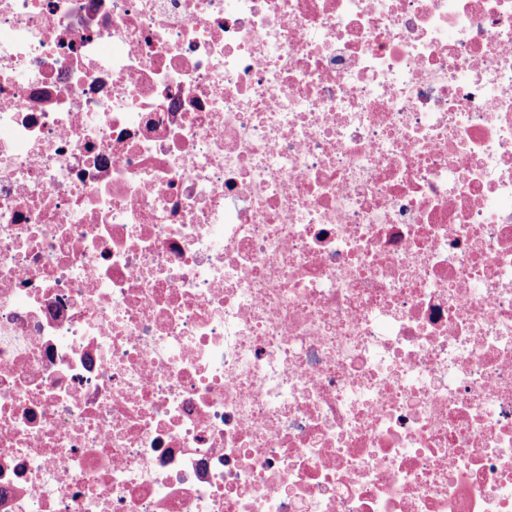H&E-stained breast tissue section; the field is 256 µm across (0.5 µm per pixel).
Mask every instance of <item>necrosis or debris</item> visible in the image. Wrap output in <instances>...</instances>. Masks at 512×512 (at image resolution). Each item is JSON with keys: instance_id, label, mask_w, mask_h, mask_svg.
<instances>
[{"instance_id": "obj_1", "label": "necrosis or debris", "mask_w": 512, "mask_h": 512, "mask_svg": "<svg viewBox=\"0 0 512 512\" xmlns=\"http://www.w3.org/2000/svg\"><path fill=\"white\" fill-rule=\"evenodd\" d=\"M0 512H512V0H0Z\"/></svg>"}]
</instances>
